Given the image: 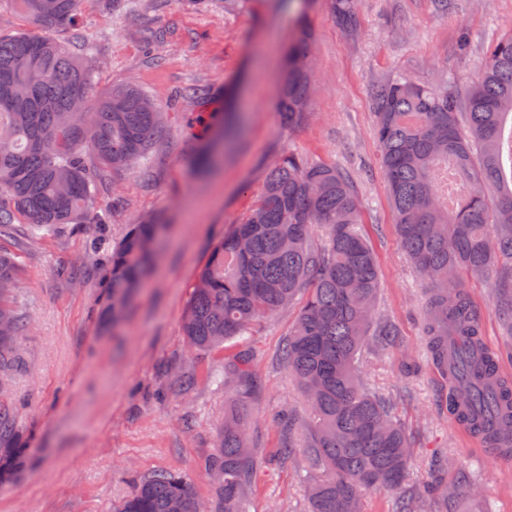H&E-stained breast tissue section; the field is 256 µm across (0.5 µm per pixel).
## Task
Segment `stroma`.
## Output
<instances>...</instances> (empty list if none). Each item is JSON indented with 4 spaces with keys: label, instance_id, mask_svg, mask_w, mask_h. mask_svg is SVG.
I'll return each mask as SVG.
<instances>
[{
    "label": "stroma",
    "instance_id": "35a3bbf8",
    "mask_svg": "<svg viewBox=\"0 0 512 512\" xmlns=\"http://www.w3.org/2000/svg\"><path fill=\"white\" fill-rule=\"evenodd\" d=\"M360 26H337L330 0L302 10L301 0H81L98 93L132 84L153 96L163 131L144 163L119 174L103 170L94 198L110 203L106 231L82 224L53 236L18 229L0 248L19 263L15 296L32 328L18 337L21 364L0 398L19 416L26 452L0 486V512H112L133 490L132 474H185L204 504L215 485L200 462L224 425V364L253 353L256 379L246 402L259 458L280 447V416L307 417L296 379L279 358L297 309L259 320L250 335L209 351L191 349L182 314L214 243L243 222L258 201L270 165L293 151L348 171L361 205V230L379 273L376 319L395 326L390 347L369 342L361 379L389 398L413 455L408 488L448 489V512H512V459H491L485 446L440 407L448 385L423 336L431 290L402 250L372 135L375 87L407 76L449 93L480 71L488 43L512 30V0H357ZM313 33L316 73L311 115L284 126L276 109L283 56L299 14ZM162 32L149 51L144 34ZM236 137L220 140L218 160L199 172L198 140L187 128L194 87L223 93ZM164 223L153 272L130 295L120 322L103 311L102 273L88 254L98 234L122 241L130 225ZM481 314L482 341L512 380V335L493 302L495 279L462 275ZM313 476L305 449L287 466H258L246 512H309Z\"/></svg>",
    "mask_w": 512,
    "mask_h": 512
}]
</instances>
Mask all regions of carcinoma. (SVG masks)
Segmentation results:
<instances>
[{"label": "carcinoma", "mask_w": 512, "mask_h": 512, "mask_svg": "<svg viewBox=\"0 0 512 512\" xmlns=\"http://www.w3.org/2000/svg\"><path fill=\"white\" fill-rule=\"evenodd\" d=\"M40 27L33 33L0 31V233L27 226L31 234L57 233L80 224L108 223L107 204L93 201L102 168L122 170L144 159L162 133L161 112L139 88L117 85L100 96L96 111L88 42L80 0H13ZM336 23L359 27L355 0H331ZM69 30L75 47L52 35ZM311 31L300 21L288 43L278 110L288 127L306 121L315 76ZM182 99L194 106L204 131L215 113L198 89ZM372 134L401 247L432 284L423 334L433 363L453 383L449 405L473 432L495 448L512 449V384L481 341L477 312L459 284L463 272L496 275L495 304L512 326V32L492 40L481 70L462 97L400 77L372 95ZM325 243L311 244V228ZM359 201L350 175L298 153L282 155L269 171L262 195L246 219L214 246L199 272L182 318L196 350L249 335L259 318L301 300L281 358L312 410L302 447L315 477L311 512H363L361 490L397 491L408 477L411 448L390 402L367 391L359 357L368 339L386 345L388 324L372 328L378 268L361 229ZM161 224H133L123 242L90 251L103 271L105 311L117 323L128 293L155 257ZM18 265L0 249V377L20 365L16 339L30 329L12 302ZM224 383L237 398L224 413L214 453L200 468L219 472L216 512H245L256 468L247 432L244 390L253 384L250 356L224 363ZM301 421L285 415L278 461L296 447ZM15 410L0 402V478L21 457L15 447ZM448 499L401 496L396 512H431ZM116 512H210L188 478L158 471L134 479Z\"/></svg>", "instance_id": "cac0c4a2"}]
</instances>
